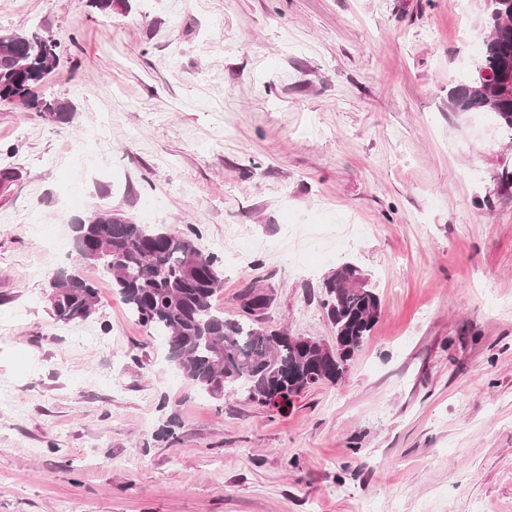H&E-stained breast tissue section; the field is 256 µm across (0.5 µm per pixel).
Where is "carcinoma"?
<instances>
[{
	"instance_id": "1",
	"label": "carcinoma",
	"mask_w": 512,
	"mask_h": 512,
	"mask_svg": "<svg viewBox=\"0 0 512 512\" xmlns=\"http://www.w3.org/2000/svg\"><path fill=\"white\" fill-rule=\"evenodd\" d=\"M486 15L489 36L470 77L448 98L458 112L493 113L512 143V95L502 85L512 63V0H486ZM60 53V42L39 33L0 32V101H29L55 122L70 123L69 102L31 99L35 86L56 69ZM195 235L193 228L173 233L101 209L73 225L76 261L110 278L136 321L163 340L168 360L208 396L221 400L240 393L265 406L276 393L301 395L310 375L323 383L343 379L344 364L362 348L380 314L379 296L357 266L342 264L323 282L321 304L342 347L332 358L316 338L302 349L287 330L264 328L245 304L238 318H224L214 304L224 283L221 261L202 253ZM58 277L60 293L50 302L54 319L90 318L97 301L94 282L77 270L60 271Z\"/></svg>"
}]
</instances>
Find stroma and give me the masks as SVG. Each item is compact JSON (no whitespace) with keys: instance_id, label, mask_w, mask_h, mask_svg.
<instances>
[{"instance_id":"1","label":"stroma","mask_w":512,"mask_h":512,"mask_svg":"<svg viewBox=\"0 0 512 512\" xmlns=\"http://www.w3.org/2000/svg\"><path fill=\"white\" fill-rule=\"evenodd\" d=\"M87 2L0 0L62 43L36 93L75 108L0 102V512H512V144L448 106L484 0ZM100 207L195 228L225 318L257 287L264 325L331 342L350 263L379 319L339 384L212 399L97 268L93 315L53 318ZM30 107L44 116L51 115L54 117V121L59 124H69L73 119V108L71 104L65 100L38 99L34 96V101H31Z\"/></svg>"}]
</instances>
